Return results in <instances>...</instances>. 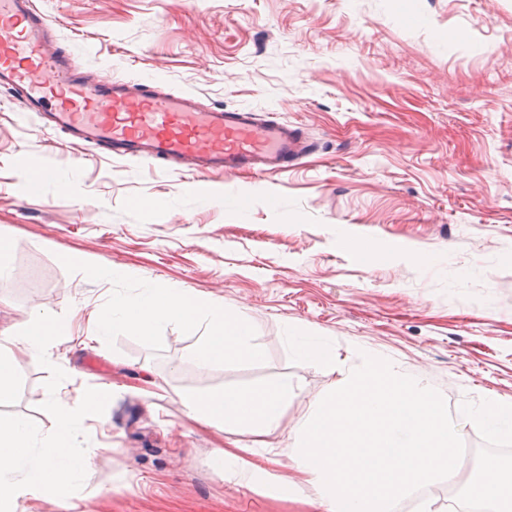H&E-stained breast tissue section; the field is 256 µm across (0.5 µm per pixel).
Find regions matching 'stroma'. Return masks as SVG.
Wrapping results in <instances>:
<instances>
[{
	"mask_svg": "<svg viewBox=\"0 0 512 512\" xmlns=\"http://www.w3.org/2000/svg\"><path fill=\"white\" fill-rule=\"evenodd\" d=\"M83 75L189 91L300 126L288 173L197 178L115 161L40 127L0 90V331L43 308L72 334L47 357L65 402L113 385L83 430V512H312L278 486L294 427L332 377L292 363L284 330L397 359L443 396L512 404V0H36ZM55 172L30 196L32 170ZM118 268L89 277L84 266ZM185 288L253 327L263 357L198 369L176 322L87 341L113 295ZM9 413L50 428L48 372L16 348ZM155 383L146 385L144 372ZM293 383L283 424L225 476L213 451L244 431L187 421L186 391ZM446 483L395 512H462Z\"/></svg>",
	"mask_w": 512,
	"mask_h": 512,
	"instance_id": "35a3bbf8",
	"label": "stroma"
}]
</instances>
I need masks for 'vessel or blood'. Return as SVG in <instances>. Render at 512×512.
<instances>
[{
    "mask_svg": "<svg viewBox=\"0 0 512 512\" xmlns=\"http://www.w3.org/2000/svg\"><path fill=\"white\" fill-rule=\"evenodd\" d=\"M0 88L24 111L112 157L176 163L199 176L255 170L282 173L308 153L298 129L245 109H201L190 92L91 80L72 68L56 24L34 0H0Z\"/></svg>",
    "mask_w": 512,
    "mask_h": 512,
    "instance_id": "obj_1",
    "label": "vessel or blood"
}]
</instances>
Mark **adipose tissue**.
<instances>
[{
  "label": "adipose tissue",
  "mask_w": 512,
  "mask_h": 512,
  "mask_svg": "<svg viewBox=\"0 0 512 512\" xmlns=\"http://www.w3.org/2000/svg\"><path fill=\"white\" fill-rule=\"evenodd\" d=\"M203 319L208 322V334L191 354L198 368L261 359L246 320L223 304L202 301L186 289L151 288L135 299L113 297L107 310L92 317L89 331L95 341L117 328L147 338L161 322L175 321L192 335ZM291 390L288 380L278 378L251 389L185 392L179 400L184 416L192 422L223 431L245 428L260 439L280 426Z\"/></svg>",
  "instance_id": "1"
}]
</instances>
